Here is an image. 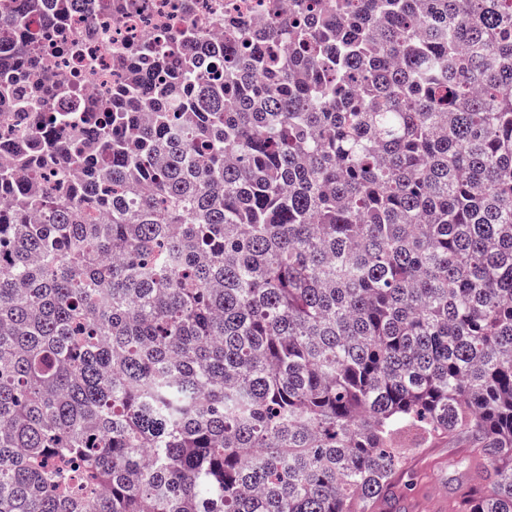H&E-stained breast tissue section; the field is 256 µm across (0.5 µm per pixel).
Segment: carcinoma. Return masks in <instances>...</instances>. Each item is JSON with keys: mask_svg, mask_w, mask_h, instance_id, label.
I'll use <instances>...</instances> for the list:
<instances>
[{"mask_svg": "<svg viewBox=\"0 0 512 512\" xmlns=\"http://www.w3.org/2000/svg\"><path fill=\"white\" fill-rule=\"evenodd\" d=\"M66 0H0V31ZM0 112V512H372L458 437L512 512V0H268ZM64 112L70 111L61 102H53L51 100L36 101L33 103L29 113L25 115V119L29 127L44 131L46 134H54L58 127L48 128L46 127V117L49 115L48 112Z\"/></svg>", "mask_w": 512, "mask_h": 512, "instance_id": "obj_1", "label": "carcinoma"}]
</instances>
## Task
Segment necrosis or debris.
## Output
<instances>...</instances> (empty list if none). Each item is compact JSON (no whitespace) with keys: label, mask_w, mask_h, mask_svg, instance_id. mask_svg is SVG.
<instances>
[{"label":"necrosis or debris","mask_w":512,"mask_h":512,"mask_svg":"<svg viewBox=\"0 0 512 512\" xmlns=\"http://www.w3.org/2000/svg\"><path fill=\"white\" fill-rule=\"evenodd\" d=\"M264 0H141L131 13L98 4L94 12L68 6L44 20L29 18L26 35L30 44L77 43L80 53L58 52L54 60L60 72L79 78L93 99L111 96L113 84L127 79L126 59L141 56L144 48L163 42L192 26L223 34L224 16L232 13L253 21L263 13Z\"/></svg>","instance_id":"1"}]
</instances>
